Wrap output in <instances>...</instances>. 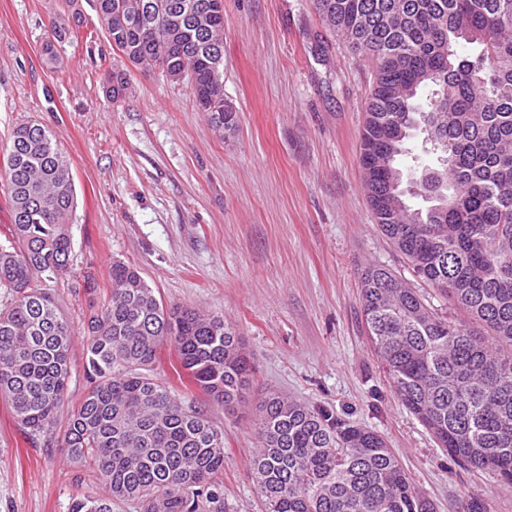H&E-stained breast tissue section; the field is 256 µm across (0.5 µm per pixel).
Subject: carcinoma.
<instances>
[{"label": "carcinoma", "instance_id": "cac0c4a2", "mask_svg": "<svg viewBox=\"0 0 512 512\" xmlns=\"http://www.w3.org/2000/svg\"><path fill=\"white\" fill-rule=\"evenodd\" d=\"M321 20L375 67L361 164L377 226L459 321L389 269L361 274L370 349L398 401L465 466L512 488V0H313ZM98 22L133 65L175 75L212 126L224 109V0H96ZM56 25L44 54L57 57ZM469 46L465 52L462 47ZM132 92L112 65L111 101ZM434 162L411 175L412 133ZM11 238L0 245V394L31 435H51L70 375L73 328L43 282L68 275L76 188L56 137L27 122L7 158ZM415 180L425 205L396 188ZM88 320L86 390L61 447L84 472L70 512H224V432L153 373L169 341L182 368L233 413L253 390L251 357L224 316L167 306L112 262ZM252 470L262 512H432L384 438L274 391L261 393ZM103 486L105 495L96 492Z\"/></svg>", "mask_w": 512, "mask_h": 512}]
</instances>
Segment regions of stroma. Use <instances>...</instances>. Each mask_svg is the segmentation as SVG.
Segmentation results:
<instances>
[{"instance_id": "35a3bbf8", "label": "stroma", "mask_w": 512, "mask_h": 512, "mask_svg": "<svg viewBox=\"0 0 512 512\" xmlns=\"http://www.w3.org/2000/svg\"><path fill=\"white\" fill-rule=\"evenodd\" d=\"M54 19L68 32L51 61L42 46ZM116 59L92 0H0V238L11 225L15 126L36 121L55 134L76 187L71 272L48 284L74 329L61 417L86 386L92 297L83 279L109 288L120 260L164 302L224 315L258 386L380 434L434 512H463L474 497L512 512V488L457 463L396 400L366 339L359 277L371 265L457 314L414 276L370 206L359 145L372 64L326 27L312 0H224V98L237 116L226 135L188 84L135 66L131 94L107 99ZM154 372L185 402L201 398L173 346L161 348ZM206 408L224 431V512H259L255 407ZM61 438L28 436L0 396V512H69L79 470Z\"/></svg>"}]
</instances>
